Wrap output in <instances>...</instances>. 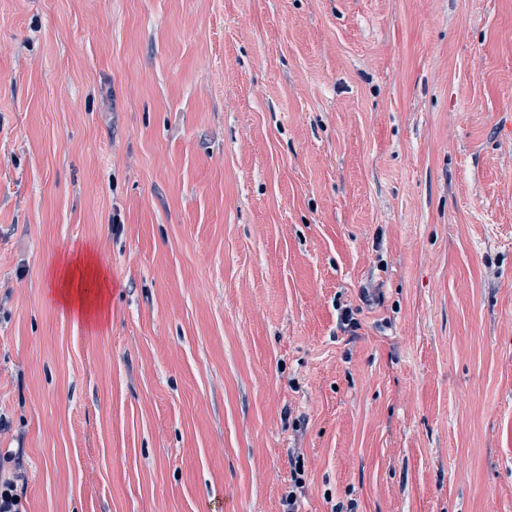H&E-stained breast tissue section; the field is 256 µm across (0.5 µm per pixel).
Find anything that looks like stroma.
<instances>
[{
	"instance_id": "obj_1",
	"label": "stroma",
	"mask_w": 512,
	"mask_h": 512,
	"mask_svg": "<svg viewBox=\"0 0 512 512\" xmlns=\"http://www.w3.org/2000/svg\"><path fill=\"white\" fill-rule=\"evenodd\" d=\"M0 418L27 512H512V0H0ZM92 278L98 285L96 293L95 307L89 302L86 290L81 288L85 278ZM52 281L56 280L57 288L53 301L61 308L67 309L74 315L89 317L101 309L110 288L106 274L95 263L94 257L90 252L83 256H78L75 260L65 262L61 271H52L50 274ZM78 279V287L75 289L74 282Z\"/></svg>"
}]
</instances>
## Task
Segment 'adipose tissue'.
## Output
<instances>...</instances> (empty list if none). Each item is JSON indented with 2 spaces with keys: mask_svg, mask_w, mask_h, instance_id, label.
<instances>
[{
  "mask_svg": "<svg viewBox=\"0 0 512 512\" xmlns=\"http://www.w3.org/2000/svg\"><path fill=\"white\" fill-rule=\"evenodd\" d=\"M57 283L54 300L64 309L77 316H91L93 301H104L109 286L106 274L99 268L92 254H84L65 262L61 271L52 272ZM93 279L98 285L95 299H88L85 289L79 288V281Z\"/></svg>",
  "mask_w": 512,
  "mask_h": 512,
  "instance_id": "ef3b65f1",
  "label": "adipose tissue"
}]
</instances>
